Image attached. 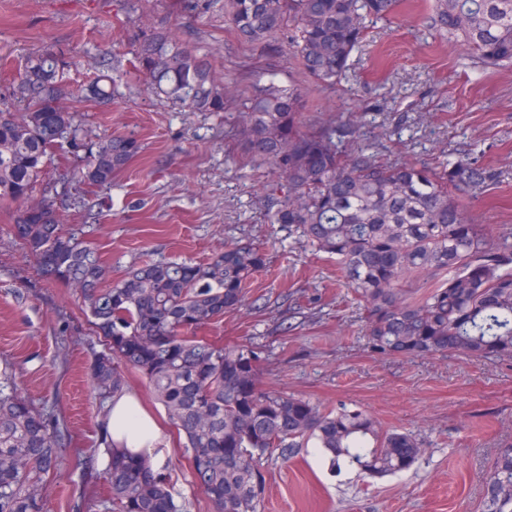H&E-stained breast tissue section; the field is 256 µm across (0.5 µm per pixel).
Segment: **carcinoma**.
<instances>
[{"instance_id": "cac0c4a2", "label": "carcinoma", "mask_w": 512, "mask_h": 512, "mask_svg": "<svg viewBox=\"0 0 512 512\" xmlns=\"http://www.w3.org/2000/svg\"><path fill=\"white\" fill-rule=\"evenodd\" d=\"M401 0H230L238 36L264 46L287 31L288 52L317 84L345 78L368 23L390 21ZM427 29L460 43L484 67L512 64V0H430ZM136 75L151 90L193 112H226L241 93L215 76L198 51L165 30L140 44ZM67 61L45 48L13 82L14 108L0 109V206L13 207L15 234L41 272L79 294L104 351L91 372L108 394L125 387L117 364L135 369L183 434L197 485L216 512H259L262 460L313 445L331 468L356 467L371 478L412 468L417 437L384 430L359 409L323 411L310 401L263 388L260 352L226 348L197 332L240 307L265 265L250 241L224 246L202 262L159 259L114 283L96 249L65 232L54 201L40 189L49 156L64 145L87 155L63 180L96 189L140 149L133 135H97L65 105L70 98L108 104L127 72L78 90ZM305 98L274 77L242 103L232 139L267 167L269 221L288 237L336 259L345 284L368 313L365 337L377 354L456 353L512 358V231H493L466 200L492 180L467 159L431 167L381 162L359 142L357 123L304 129ZM58 440L45 415L0 369V512H44L43 485L56 469ZM109 453V497L100 512H182L163 476L145 459ZM488 512H512V447L498 450L488 483Z\"/></svg>"}]
</instances>
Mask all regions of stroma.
I'll return each instance as SVG.
<instances>
[{
	"mask_svg": "<svg viewBox=\"0 0 512 512\" xmlns=\"http://www.w3.org/2000/svg\"><path fill=\"white\" fill-rule=\"evenodd\" d=\"M423 0L400 22L373 24L346 78L318 88L280 42H244L224 18V0H0V93L26 59L55 47L70 84L128 67L159 28L206 55L216 75L249 91L256 75L308 88L303 120L313 130L348 117L378 160L429 165L468 158L496 175L470 209L512 228V67L484 68L453 43L431 38ZM98 134L134 135L140 153L110 190L82 207L56 196L64 229L95 247L112 280L160 258L203 261L245 239L266 258L240 308L203 329L227 347L261 352L263 387L328 410L362 409L384 427L413 433L424 452L411 469L371 478L331 471L321 449L274 452L262 463L261 512H486L484 479L499 448L512 446V358L436 354L382 356L364 336L366 312L337 279L336 261L302 248L267 217V174L237 150L234 118L192 112L131 78L110 104L74 99ZM103 346L73 289L46 278L0 210V367L55 425L59 469L44 484L46 512H93L107 497L108 457L90 363ZM162 475L184 512H214L180 446Z\"/></svg>",
	"mask_w": 512,
	"mask_h": 512,
	"instance_id": "35a3bbf8",
	"label": "stroma"
}]
</instances>
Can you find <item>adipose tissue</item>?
<instances>
[{"mask_svg":"<svg viewBox=\"0 0 512 512\" xmlns=\"http://www.w3.org/2000/svg\"><path fill=\"white\" fill-rule=\"evenodd\" d=\"M103 427L113 447L147 458L154 470L163 469L171 455L170 441L156 417L132 391L113 395Z\"/></svg>","mask_w":512,"mask_h":512,"instance_id":"obj_1","label":"adipose tissue"}]
</instances>
